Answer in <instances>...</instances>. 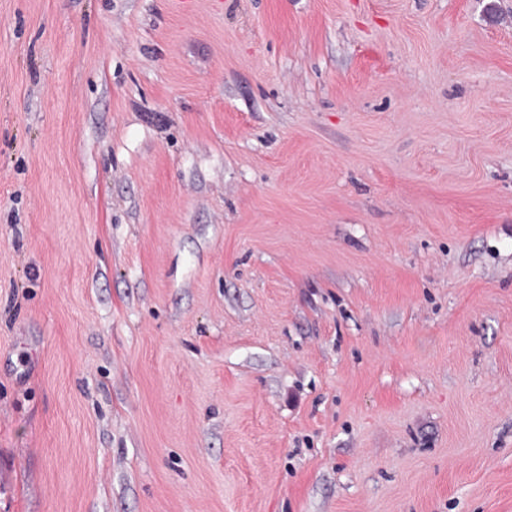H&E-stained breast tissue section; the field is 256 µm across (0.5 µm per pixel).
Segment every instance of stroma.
Here are the masks:
<instances>
[{"label":"stroma","mask_w":512,"mask_h":512,"mask_svg":"<svg viewBox=\"0 0 512 512\" xmlns=\"http://www.w3.org/2000/svg\"><path fill=\"white\" fill-rule=\"evenodd\" d=\"M0 512H512V0H0Z\"/></svg>","instance_id":"35a3bbf8"}]
</instances>
